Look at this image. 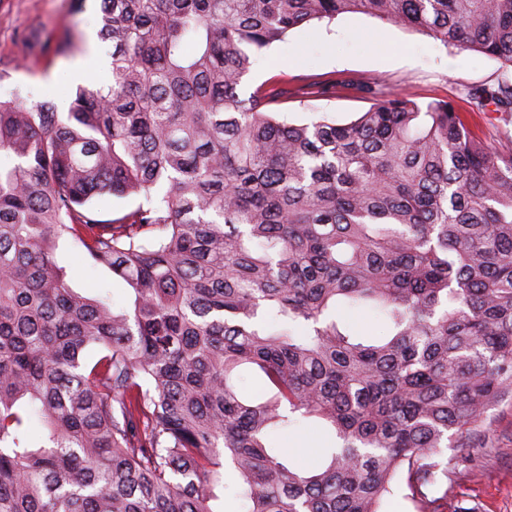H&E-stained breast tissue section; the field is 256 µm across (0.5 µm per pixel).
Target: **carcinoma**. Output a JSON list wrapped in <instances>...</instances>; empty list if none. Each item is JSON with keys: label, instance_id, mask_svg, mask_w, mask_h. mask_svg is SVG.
I'll use <instances>...</instances> for the list:
<instances>
[{"label": "carcinoma", "instance_id": "obj_1", "mask_svg": "<svg viewBox=\"0 0 512 512\" xmlns=\"http://www.w3.org/2000/svg\"><path fill=\"white\" fill-rule=\"evenodd\" d=\"M350 12L512 67V0H100L107 82L0 99V512H440L444 450L512 394V150L445 100L340 124L272 111L283 80L241 94ZM469 95L512 116V79ZM65 242L127 305L73 287ZM301 424L333 438L307 467L269 444ZM139 201V197L136 196L117 198L106 195L97 201L96 207L100 210L101 217L107 219L133 209L137 206ZM347 321L351 327L358 329L361 334L368 336H383L385 334V321L374 312H350L347 314Z\"/></svg>", "mask_w": 512, "mask_h": 512}]
</instances>
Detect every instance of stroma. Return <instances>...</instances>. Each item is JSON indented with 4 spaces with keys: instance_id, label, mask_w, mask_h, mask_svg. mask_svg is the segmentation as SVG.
I'll list each match as a JSON object with an SVG mask.
<instances>
[{
    "instance_id": "35a3bbf8",
    "label": "stroma",
    "mask_w": 512,
    "mask_h": 512,
    "mask_svg": "<svg viewBox=\"0 0 512 512\" xmlns=\"http://www.w3.org/2000/svg\"><path fill=\"white\" fill-rule=\"evenodd\" d=\"M98 15L95 0H0V99L17 91L28 104L49 101L57 111H68L78 87L88 83L71 64L91 51L89 36L98 30ZM507 72L500 60L443 46L415 29L347 13L294 31L286 44L258 61L241 91L250 93L280 74L295 84L319 77L366 82L388 97L410 94L422 106L448 101L476 139L507 151L512 149V123H504L492 109L477 110L466 94L467 88L495 83ZM370 104L357 90L339 89L315 102L291 98L277 109L293 120L316 109L345 123ZM58 260L75 287L103 286L114 302L125 299L122 284L111 273L92 269L72 245L60 247ZM486 439L489 447L479 472L461 467L451 475L444 512H459L463 506L512 512V396L491 410Z\"/></svg>"
}]
</instances>
